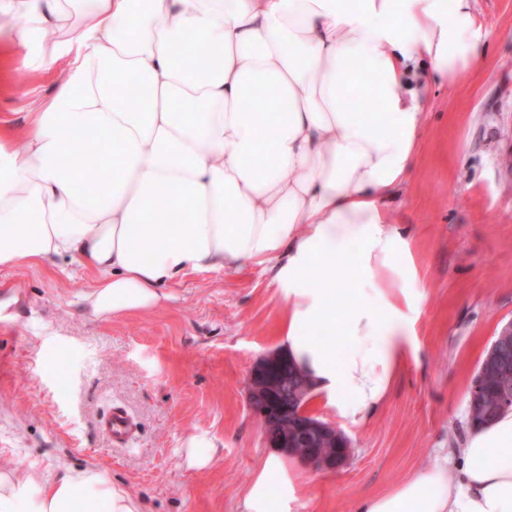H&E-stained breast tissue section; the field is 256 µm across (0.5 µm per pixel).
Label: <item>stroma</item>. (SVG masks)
I'll use <instances>...</instances> for the list:
<instances>
[{"mask_svg":"<svg viewBox=\"0 0 512 512\" xmlns=\"http://www.w3.org/2000/svg\"><path fill=\"white\" fill-rule=\"evenodd\" d=\"M475 9L485 54L460 83L431 80L416 165L389 211L409 227L420 270L414 350L368 423L313 407L352 454L337 473L309 472L293 512H355L459 445L476 368L512 320V0ZM11 81L0 114L20 126L57 78L18 61ZM271 275L266 264L190 273L150 310L98 318L83 302L98 276L70 258L1 268L0 470L43 483L95 466L144 512H239L269 452L246 378L275 348L284 304ZM115 405L137 425L124 448L98 428ZM197 434L214 452L192 468Z\"/></svg>","mask_w":512,"mask_h":512,"instance_id":"35a3bbf8","label":"stroma"}]
</instances>
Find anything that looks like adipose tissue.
I'll use <instances>...</instances> for the list:
<instances>
[{
  "instance_id": "1",
  "label": "adipose tissue",
  "mask_w": 512,
  "mask_h": 512,
  "mask_svg": "<svg viewBox=\"0 0 512 512\" xmlns=\"http://www.w3.org/2000/svg\"><path fill=\"white\" fill-rule=\"evenodd\" d=\"M15 8L0 85L18 58L60 78L23 126L0 125V268L88 264L101 317L156 306L189 271L271 264L277 349L313 401L368 422L408 356L416 306L413 241L388 210L417 160L430 75L458 83L484 54L472 0H0ZM69 12L68 38L39 40ZM258 84L288 114L274 100L263 118L244 111ZM357 87L372 109L346 110ZM89 136L108 149L92 180L60 163ZM304 480L267 454L241 512H291ZM0 512L141 505L92 467L43 486L12 469ZM356 512H512V409Z\"/></svg>"
}]
</instances>
